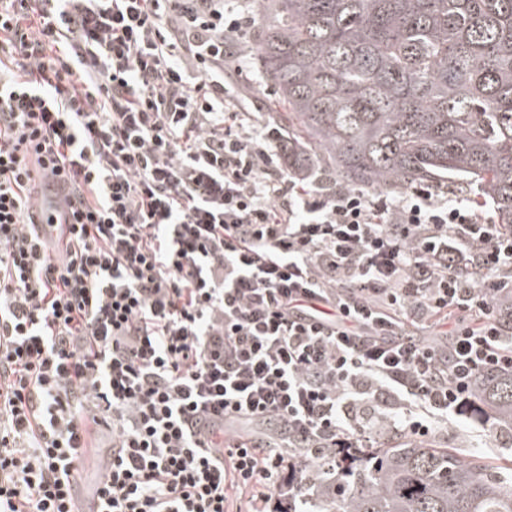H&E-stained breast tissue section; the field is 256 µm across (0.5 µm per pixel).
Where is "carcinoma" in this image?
<instances>
[{
  "label": "carcinoma",
  "mask_w": 512,
  "mask_h": 512,
  "mask_svg": "<svg viewBox=\"0 0 512 512\" xmlns=\"http://www.w3.org/2000/svg\"><path fill=\"white\" fill-rule=\"evenodd\" d=\"M255 63L288 119V170L393 194L449 183L512 226V0H257ZM474 399L512 430V372ZM315 512H512V468L408 442L311 489Z\"/></svg>",
  "instance_id": "carcinoma-1"
}]
</instances>
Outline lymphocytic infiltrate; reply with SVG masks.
Here are the masks:
<instances>
[{
  "instance_id": "obj_1",
  "label": "lymphocytic infiltrate",
  "mask_w": 512,
  "mask_h": 512,
  "mask_svg": "<svg viewBox=\"0 0 512 512\" xmlns=\"http://www.w3.org/2000/svg\"><path fill=\"white\" fill-rule=\"evenodd\" d=\"M225 0H0V512H267L512 370V228L276 161ZM428 323L438 338L406 336ZM105 451L106 448H93L92 459L85 470L79 489L80 494L85 498L92 495L94 487L102 474Z\"/></svg>"
}]
</instances>
